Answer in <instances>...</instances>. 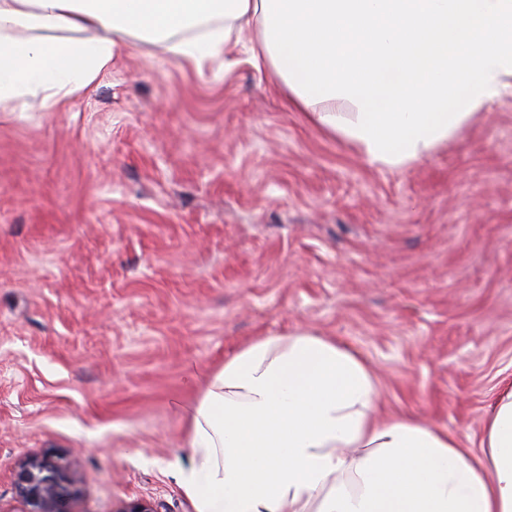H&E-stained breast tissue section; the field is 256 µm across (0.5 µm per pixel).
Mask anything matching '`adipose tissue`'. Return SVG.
Wrapping results in <instances>:
<instances>
[{"mask_svg": "<svg viewBox=\"0 0 512 512\" xmlns=\"http://www.w3.org/2000/svg\"><path fill=\"white\" fill-rule=\"evenodd\" d=\"M249 27L252 65L373 166L430 157L512 83V0H0V107L82 93L135 39L200 69ZM377 399L348 348L263 337L185 406L175 479L194 512H512V386L477 452Z\"/></svg>", "mask_w": 512, "mask_h": 512, "instance_id": "1", "label": "adipose tissue"}]
</instances>
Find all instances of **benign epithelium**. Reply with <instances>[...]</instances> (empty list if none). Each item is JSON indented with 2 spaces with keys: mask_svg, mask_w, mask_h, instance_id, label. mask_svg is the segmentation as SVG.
<instances>
[{
  "mask_svg": "<svg viewBox=\"0 0 512 512\" xmlns=\"http://www.w3.org/2000/svg\"><path fill=\"white\" fill-rule=\"evenodd\" d=\"M73 482L68 464L61 458L50 454L34 455L20 462L14 490L27 504V512H69Z\"/></svg>",
  "mask_w": 512,
  "mask_h": 512,
  "instance_id": "benign-epithelium-1",
  "label": "benign epithelium"
}]
</instances>
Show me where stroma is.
<instances>
[{"instance_id":"1","label":"stroma","mask_w":512,"mask_h":512,"mask_svg":"<svg viewBox=\"0 0 512 512\" xmlns=\"http://www.w3.org/2000/svg\"><path fill=\"white\" fill-rule=\"evenodd\" d=\"M241 40L200 71L138 42L65 105L0 111V512L43 453L71 512H193L187 367L297 329L366 362L380 415L479 449L512 382V92L378 168Z\"/></svg>"}]
</instances>
